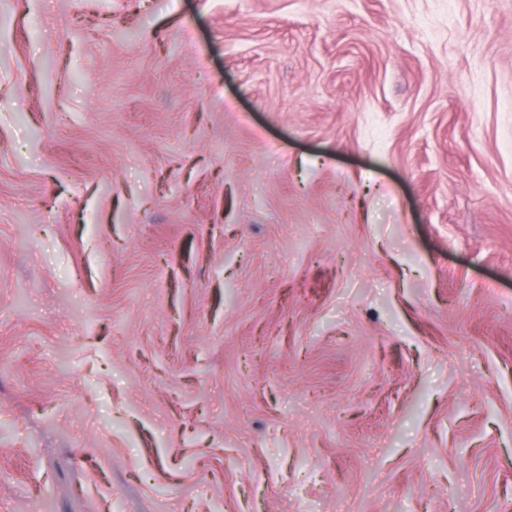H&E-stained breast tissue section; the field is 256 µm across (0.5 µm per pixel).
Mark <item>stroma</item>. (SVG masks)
Here are the masks:
<instances>
[{
	"mask_svg": "<svg viewBox=\"0 0 512 512\" xmlns=\"http://www.w3.org/2000/svg\"><path fill=\"white\" fill-rule=\"evenodd\" d=\"M512 512V0H0V512Z\"/></svg>",
	"mask_w": 512,
	"mask_h": 512,
	"instance_id": "obj_1",
	"label": "stroma"
}]
</instances>
